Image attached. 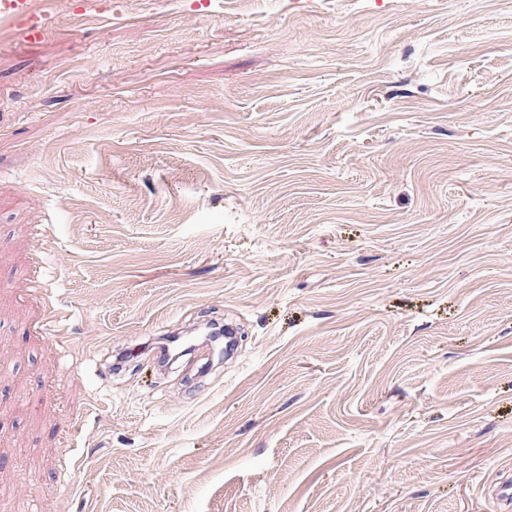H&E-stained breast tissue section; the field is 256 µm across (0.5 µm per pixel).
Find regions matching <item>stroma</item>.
Listing matches in <instances>:
<instances>
[{
  "instance_id": "35a3bbf8",
  "label": "stroma",
  "mask_w": 512,
  "mask_h": 512,
  "mask_svg": "<svg viewBox=\"0 0 512 512\" xmlns=\"http://www.w3.org/2000/svg\"><path fill=\"white\" fill-rule=\"evenodd\" d=\"M72 4L0 29V512H500L512 0Z\"/></svg>"
}]
</instances>
